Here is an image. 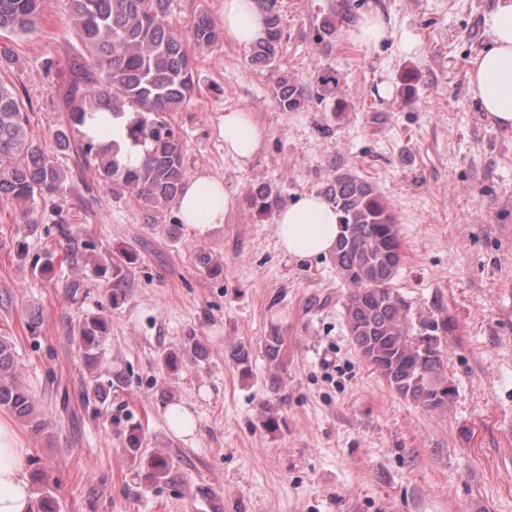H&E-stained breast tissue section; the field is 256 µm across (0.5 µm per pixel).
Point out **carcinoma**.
I'll list each match as a JSON object with an SVG mask.
<instances>
[{
    "label": "carcinoma",
    "mask_w": 512,
    "mask_h": 512,
    "mask_svg": "<svg viewBox=\"0 0 512 512\" xmlns=\"http://www.w3.org/2000/svg\"><path fill=\"white\" fill-rule=\"evenodd\" d=\"M172 0H69L72 25L86 56L66 70L54 133V146L92 165L98 183L120 188L152 209L176 203L188 181L184 141L170 114L181 111L196 95L193 49L218 43L220 33L204 13L192 17L186 30L169 22ZM266 14V37L252 46L253 65L274 69L282 40L277 0H260ZM41 18V0H0V31L34 32ZM274 97L280 110H297L303 92L286 74L277 75ZM132 116L127 126L130 146L142 153L129 165L120 148L83 131L102 113ZM28 116L14 83L0 76V203L26 205L23 217L35 231L32 205L67 190L68 176L51 150L27 134ZM324 194L339 215L341 234L332 256L336 270L350 286L345 303L346 326L363 359L400 397L420 409L441 414L456 397L448 379L441 337L453 329L449 319L422 322L414 329L409 306L393 286L402 254L398 224L382 194L368 181L342 172ZM250 205L271 210V191L253 190ZM87 364L99 357L108 324L85 317L73 326ZM0 407L33 424L35 399L16 380L12 345L0 340ZM169 471L163 455L149 461L145 478L161 481Z\"/></svg>",
    "instance_id": "obj_1"
}]
</instances>
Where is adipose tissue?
Here are the masks:
<instances>
[{
	"label": "adipose tissue",
	"mask_w": 512,
	"mask_h": 512,
	"mask_svg": "<svg viewBox=\"0 0 512 512\" xmlns=\"http://www.w3.org/2000/svg\"><path fill=\"white\" fill-rule=\"evenodd\" d=\"M491 41L470 63L468 90L493 125L512 130V0H497L486 16ZM265 15L258 0H224V37L248 47L265 35ZM220 132L224 150L241 162L258 152L265 131L252 113L225 111ZM231 206L224 183L202 173L190 179L176 208L182 223L199 234L223 223ZM277 236L284 250L298 259L329 253L340 234L335 211L322 196L307 194L275 216ZM23 450L13 426L0 419V512H31L32 490L22 473Z\"/></svg>",
	"instance_id": "obj_1"
}]
</instances>
